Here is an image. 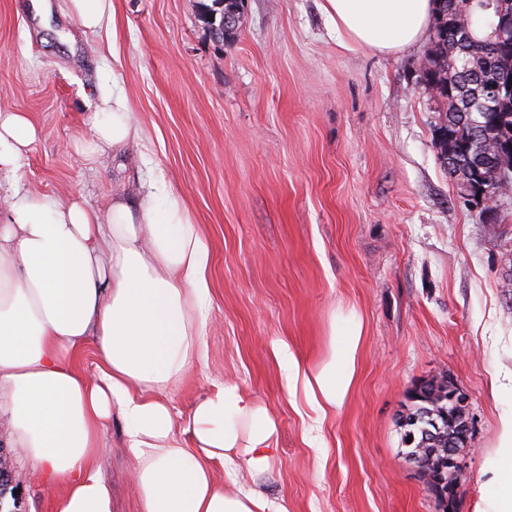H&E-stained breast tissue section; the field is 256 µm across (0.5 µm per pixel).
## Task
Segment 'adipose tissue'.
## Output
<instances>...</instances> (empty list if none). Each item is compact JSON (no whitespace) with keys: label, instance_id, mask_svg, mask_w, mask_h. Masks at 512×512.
<instances>
[{"label":"adipose tissue","instance_id":"adipose-tissue-1","mask_svg":"<svg viewBox=\"0 0 512 512\" xmlns=\"http://www.w3.org/2000/svg\"><path fill=\"white\" fill-rule=\"evenodd\" d=\"M321 9L341 39L380 54L419 42L435 14L433 0H322ZM139 137L125 94L105 92L76 149L93 161ZM35 139L24 113H0V415L10 442L62 484L51 512H112L94 461L115 413L140 512H289L286 499L213 476L217 464L270 470L278 423L266 407L227 383L180 423L163 398L206 356L211 249L185 202L171 189L135 205L117 194L103 217L82 198L37 195L21 175ZM361 336L355 315L334 320L329 352L309 373L280 349L287 394H303L320 417L339 409ZM90 344L89 373L77 363ZM486 470L496 487L488 512H512V415Z\"/></svg>","mask_w":512,"mask_h":512}]
</instances>
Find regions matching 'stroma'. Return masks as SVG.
Segmentation results:
<instances>
[{"label":"stroma","instance_id":"stroma-1","mask_svg":"<svg viewBox=\"0 0 512 512\" xmlns=\"http://www.w3.org/2000/svg\"><path fill=\"white\" fill-rule=\"evenodd\" d=\"M115 29L42 28L30 0H0V113L38 130L22 170L49 197L176 187L211 245L207 356L166 392L188 415L224 382L278 422L270 472L218 467L224 486L286 498L289 512H484L483 466L512 396V190L485 222L434 144L441 99L420 82L429 47L391 55L340 45L320 0H245L235 39L215 42L199 0H113ZM122 90L142 132L88 164L74 144L102 91ZM363 323L357 374L315 447L314 413L289 398L276 349L307 369L326 357L334 317ZM466 398L469 450L443 508L404 461L411 391L439 377ZM124 423L113 415L101 473L114 512H139ZM7 512H49L59 486L21 448L5 456Z\"/></svg>","mask_w":512,"mask_h":512}]
</instances>
